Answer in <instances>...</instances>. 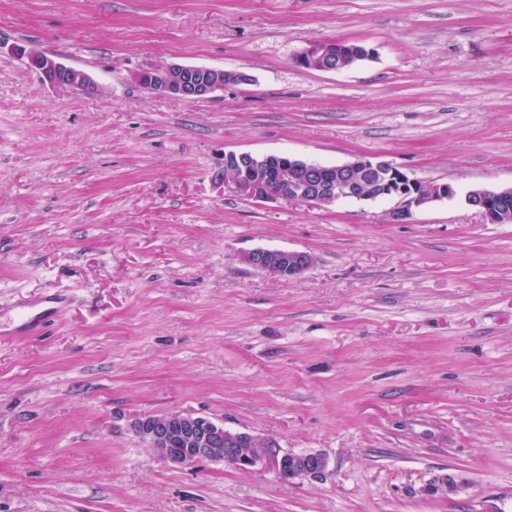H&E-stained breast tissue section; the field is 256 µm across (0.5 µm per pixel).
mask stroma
I'll use <instances>...</instances> for the list:
<instances>
[{"instance_id": "1", "label": "stroma", "mask_w": 512, "mask_h": 512, "mask_svg": "<svg viewBox=\"0 0 512 512\" xmlns=\"http://www.w3.org/2000/svg\"><path fill=\"white\" fill-rule=\"evenodd\" d=\"M344 39L370 58L296 64ZM0 512H512V224L465 203L512 187V0H0ZM245 74L199 101L133 72ZM361 154L453 199L257 202L226 153ZM307 253L294 278L255 249ZM64 308L8 336L19 306ZM187 413L318 453L283 480L174 468L139 438ZM452 476L453 492L433 491ZM10 52L12 55L26 58L28 66L39 72L54 87L87 92L96 84L90 73L67 65L56 55L28 50L21 45H13Z\"/></svg>"}]
</instances>
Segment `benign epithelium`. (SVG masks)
Instances as JSON below:
<instances>
[{"label": "benign epithelium", "instance_id": "7a95c632", "mask_svg": "<svg viewBox=\"0 0 512 512\" xmlns=\"http://www.w3.org/2000/svg\"><path fill=\"white\" fill-rule=\"evenodd\" d=\"M345 42L330 41L311 45L296 57L305 68L336 72L346 68L342 62ZM11 54L27 59L28 66L52 86L86 92L96 84L93 76L67 65L53 54L29 50L21 45ZM131 80L154 94L198 101L224 89L230 73L217 68L167 64L138 70ZM278 175L288 181V193L268 190L266 178ZM214 187L231 189L259 202L283 199L310 207L331 205L340 199H395L394 220L426 204L456 196L450 183L422 182L409 177L401 168L378 157L359 155L353 161L326 168L288 155H256L230 152L224 155V170L214 177ZM490 224L512 223V188L493 191L475 188L465 196ZM253 269L291 278L303 272L310 257L299 251L256 249L244 256ZM134 430L164 461L174 466L199 461H224L230 454L240 469L270 465L290 479L317 478L326 468V458L317 453L293 455L281 452L277 443L251 433L230 431L224 425L192 414L147 415L134 423Z\"/></svg>", "mask_w": 512, "mask_h": 512}]
</instances>
